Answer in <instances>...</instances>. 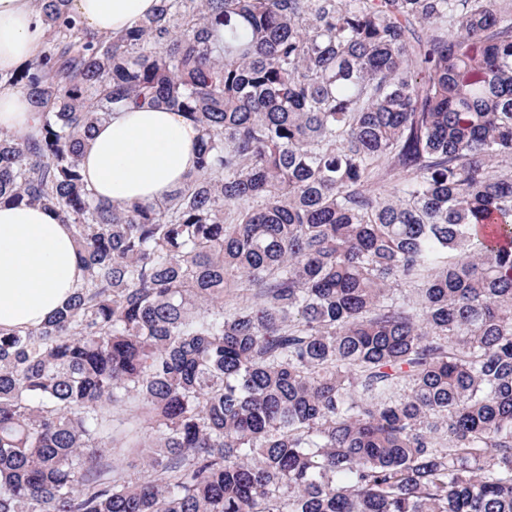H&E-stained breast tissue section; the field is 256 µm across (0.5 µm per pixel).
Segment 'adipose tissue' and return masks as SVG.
Masks as SVG:
<instances>
[{"label": "adipose tissue", "mask_w": 512, "mask_h": 512, "mask_svg": "<svg viewBox=\"0 0 512 512\" xmlns=\"http://www.w3.org/2000/svg\"><path fill=\"white\" fill-rule=\"evenodd\" d=\"M158 0H71L88 33L111 36L151 15ZM47 37L32 0H0V74L34 59ZM35 121L27 95L0 82V130L21 137ZM199 130L180 113H114L80 159L86 185L113 205L152 203L183 185L195 167ZM85 273L68 225L51 210L0 204V329L42 325L82 286Z\"/></svg>", "instance_id": "1"}]
</instances>
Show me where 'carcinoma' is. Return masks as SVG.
<instances>
[{
	"label": "carcinoma",
	"mask_w": 512,
	"mask_h": 512,
	"mask_svg": "<svg viewBox=\"0 0 512 512\" xmlns=\"http://www.w3.org/2000/svg\"><path fill=\"white\" fill-rule=\"evenodd\" d=\"M68 2L0 203L85 279L0 331V512H512V0ZM161 106L197 171L96 199V126ZM157 5L158 0H72L70 9L80 16L88 33L111 36L151 15Z\"/></svg>",
	"instance_id": "cac0c4a2"
}]
</instances>
